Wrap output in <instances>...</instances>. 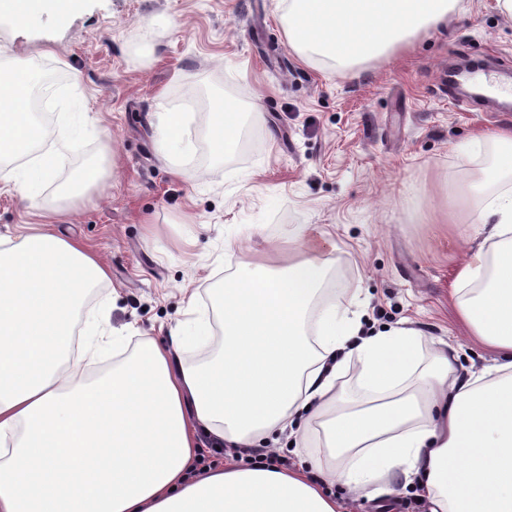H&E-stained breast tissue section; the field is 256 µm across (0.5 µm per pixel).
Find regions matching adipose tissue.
<instances>
[{
    "label": "adipose tissue",
    "instance_id": "1",
    "mask_svg": "<svg viewBox=\"0 0 512 512\" xmlns=\"http://www.w3.org/2000/svg\"><path fill=\"white\" fill-rule=\"evenodd\" d=\"M458 0H286L289 43L308 64L337 71L390 57L441 22ZM25 72L29 99L54 86L75 90L76 71L47 75L0 57V71ZM260 113H219L214 154L242 147ZM483 159L453 192L449 223L476 215L477 251L456 276L460 319L496 353L481 373L460 376L448 355L414 373L416 330L366 331L358 297L321 309L315 341L307 323L318 266L253 262L275 292V314L255 311L241 287L225 288L224 343L204 363L180 356L207 316L177 321L167 347L108 332V313L80 318L89 290L108 271L80 242L58 236L65 207L48 204L46 227L0 248V512H342L323 485L387 493L391 480L418 485L428 512H512V126L474 136ZM83 348L119 360L95 383L67 386L58 367L73 327ZM355 391L338 388L349 359ZM251 447L289 435L312 474L239 464L201 477L190 471L199 435ZM348 462L324 468L320 449ZM465 460L461 469L450 459Z\"/></svg>",
    "mask_w": 512,
    "mask_h": 512
}]
</instances>
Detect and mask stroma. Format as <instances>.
<instances>
[{
  "mask_svg": "<svg viewBox=\"0 0 512 512\" xmlns=\"http://www.w3.org/2000/svg\"><path fill=\"white\" fill-rule=\"evenodd\" d=\"M11 8L0 52L77 70L82 105L101 129L78 157L47 128L51 179L41 195L77 182L85 160L112 158L57 230L107 268L108 283L85 304L107 301L114 330L162 343L188 301L219 312L225 284L258 280L244 265L273 234L325 267L327 303L358 293L365 325L421 331V366L442 352L462 373L492 364L451 295L473 259L471 217L438 218L481 161L459 144L512 126V109L477 106L448 88L449 66L481 57L494 76L512 79V13L501 0H461L408 49L356 65L352 77L301 60L280 0H74L41 11L35 25L21 19L29 0ZM219 100L260 112L262 123L238 153L210 163ZM161 113L185 118L179 160L190 179L176 178L159 154ZM38 214L35 200L0 181V238L17 239ZM392 488L375 498L343 491L344 512H427L415 487Z\"/></svg>",
  "mask_w": 512,
  "mask_h": 512,
  "instance_id": "1",
  "label": "stroma"
}]
</instances>
